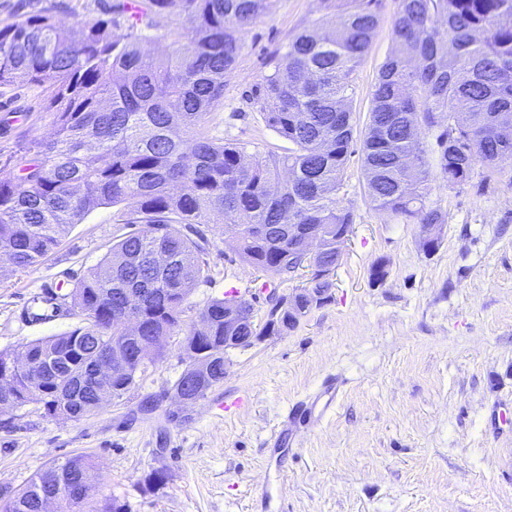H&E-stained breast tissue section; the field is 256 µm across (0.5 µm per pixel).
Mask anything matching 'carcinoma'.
Instances as JSON below:
<instances>
[{
    "label": "carcinoma",
    "mask_w": 512,
    "mask_h": 512,
    "mask_svg": "<svg viewBox=\"0 0 512 512\" xmlns=\"http://www.w3.org/2000/svg\"><path fill=\"white\" fill-rule=\"evenodd\" d=\"M274 0H121L110 18L22 16L0 27V88H45L55 137L34 143L0 175V263L15 271L41 264L66 225L95 208L128 202L112 250L67 294L33 297L35 321L56 316L66 299L83 317L71 331L30 342L29 360L68 353L74 394L34 370L16 375L22 408L80 420L100 410L103 390L119 401L136 374L162 356L152 337L185 332L184 344L210 366L207 387L224 381V306L211 300L198 318L211 339L184 330L183 306L208 278L209 246L201 224H237L224 243L240 259L280 280L294 273L288 237L263 236L260 224H308L322 235L318 264L336 263V225L354 223L340 205L348 162L361 161L371 205L412 224H443L427 204L431 167L448 188L482 194L496 160L512 155L500 118L512 114V0H397L394 45L374 84L363 139L354 137L352 74L379 24L382 0H317L320 15L288 43L274 71L250 99L266 126L288 142L266 156L209 134L206 116L224 99V83L242 48L243 32L265 17ZM154 31L145 35L138 24ZM166 44L158 58L142 42ZM435 132L429 158L410 129ZM482 167L488 174L479 173ZM139 315L141 339L124 333V311ZM296 328L288 310H270L263 324L235 336H280ZM148 359L124 379L97 383L99 354ZM100 473L88 455L41 468L22 489L0 495V512H124L118 498L74 507L72 476Z\"/></svg>",
    "instance_id": "1"
}]
</instances>
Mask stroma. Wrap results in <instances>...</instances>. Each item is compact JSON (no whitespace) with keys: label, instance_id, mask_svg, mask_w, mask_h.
Wrapping results in <instances>:
<instances>
[{"label":"stroma","instance_id":"stroma-1","mask_svg":"<svg viewBox=\"0 0 512 512\" xmlns=\"http://www.w3.org/2000/svg\"><path fill=\"white\" fill-rule=\"evenodd\" d=\"M113 0H0V24L45 11L56 19L104 15ZM396 4L384 0L368 54L353 74L354 110L365 118L379 69L392 47ZM317 15L316 0H275L248 27L207 118L214 137L248 141L261 152L286 143L265 126L248 95L276 55ZM41 88L0 92V168L19 148L50 138L53 119ZM337 198L356 216L331 301L288 334L226 356L223 383L190 408L185 422L173 385L188 361L182 336L138 375L121 402L74 421L31 404L0 416V487L23 488L47 463L90 455L96 500L117 497L127 512H512V160L485 193L449 189L433 174L429 202L447 216L434 252L420 227L370 205L360 161L351 158ZM117 208L103 206L65 228L59 246L34 269L0 270V351L73 330L78 316H28L34 295L71 289L111 250ZM211 278L190 294L182 318L230 289L244 291L265 317L266 276L207 234ZM386 265L376 284L370 269ZM331 376L344 385L322 419L285 426L298 402ZM247 397L238 411L220 403ZM164 484L148 487L153 471Z\"/></svg>","mask_w":512,"mask_h":512}]
</instances>
